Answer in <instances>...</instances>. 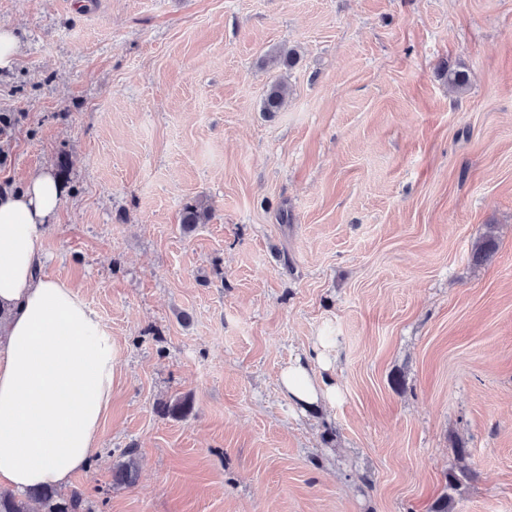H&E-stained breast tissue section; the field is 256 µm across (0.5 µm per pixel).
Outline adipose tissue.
Segmentation results:
<instances>
[{"instance_id":"obj_1","label":"adipose tissue","mask_w":512,"mask_h":512,"mask_svg":"<svg viewBox=\"0 0 512 512\" xmlns=\"http://www.w3.org/2000/svg\"><path fill=\"white\" fill-rule=\"evenodd\" d=\"M61 197L48 171L0 194V483L19 490L69 486L112 401L110 332L72 287L40 273ZM279 382L307 406L338 398L299 362Z\"/></svg>"}]
</instances>
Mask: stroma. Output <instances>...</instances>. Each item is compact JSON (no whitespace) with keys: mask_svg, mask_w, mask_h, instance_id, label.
<instances>
[{"mask_svg":"<svg viewBox=\"0 0 512 512\" xmlns=\"http://www.w3.org/2000/svg\"><path fill=\"white\" fill-rule=\"evenodd\" d=\"M0 25V192L66 160L43 272L115 349L72 481L94 512H430L461 467L454 512H512V0H0ZM297 358L335 405L283 392ZM19 40L15 31L0 27V70L11 69L17 61ZM290 94L288 84L281 80L272 82L265 91L263 98L264 112H278L282 109ZM134 455V450L132 448L125 450L123 453V457H125V459L118 462L112 472L113 484L129 485L133 483L137 470V462Z\"/></svg>","mask_w":512,"mask_h":512,"instance_id":"35a3bbf8","label":"stroma"}]
</instances>
